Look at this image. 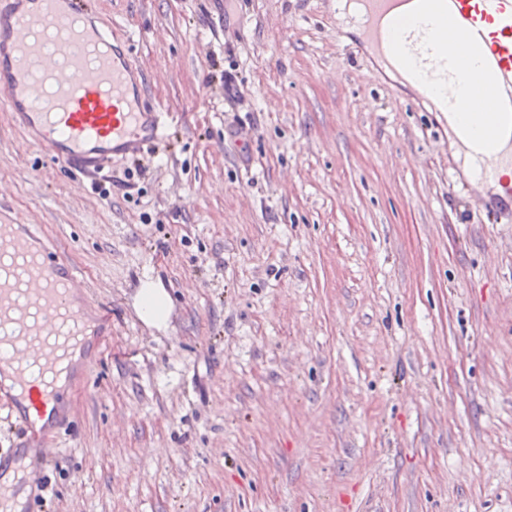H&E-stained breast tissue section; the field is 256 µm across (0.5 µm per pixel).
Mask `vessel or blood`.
<instances>
[{"mask_svg":"<svg viewBox=\"0 0 512 512\" xmlns=\"http://www.w3.org/2000/svg\"><path fill=\"white\" fill-rule=\"evenodd\" d=\"M363 42L399 79L441 96L473 136L481 179L512 166V0H357ZM91 0H0V103L32 145L72 173L93 177L165 135L145 99L146 76L96 23ZM486 100L483 112L464 95ZM89 331L88 298L69 260L31 224H0V403L21 428L23 454L45 448L69 415L60 365H73ZM0 463V512L36 500L34 477Z\"/></svg>","mask_w":512,"mask_h":512,"instance_id":"1","label":"vessel or blood"}]
</instances>
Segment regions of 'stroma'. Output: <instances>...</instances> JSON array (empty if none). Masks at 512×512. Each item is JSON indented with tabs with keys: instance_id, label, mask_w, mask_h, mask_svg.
Segmentation results:
<instances>
[{
	"instance_id": "1",
	"label": "stroma",
	"mask_w": 512,
	"mask_h": 512,
	"mask_svg": "<svg viewBox=\"0 0 512 512\" xmlns=\"http://www.w3.org/2000/svg\"><path fill=\"white\" fill-rule=\"evenodd\" d=\"M96 7L177 126L105 199L0 110V223L112 310L47 512H512V213L447 118L336 0Z\"/></svg>"
}]
</instances>
